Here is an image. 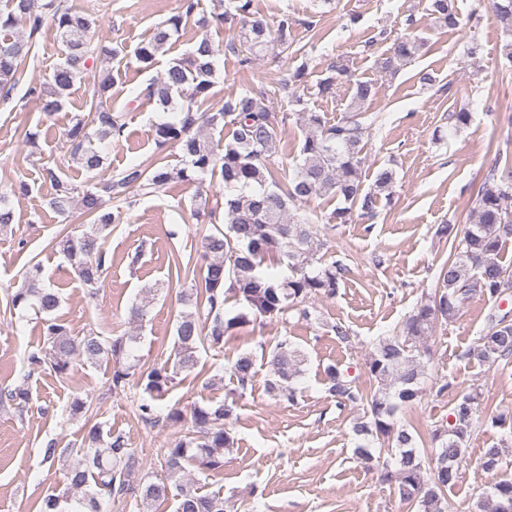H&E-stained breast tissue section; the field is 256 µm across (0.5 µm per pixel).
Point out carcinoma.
Returning a JSON list of instances; mask_svg holds the SVG:
<instances>
[{
  "instance_id": "obj_1",
  "label": "carcinoma",
  "mask_w": 512,
  "mask_h": 512,
  "mask_svg": "<svg viewBox=\"0 0 512 512\" xmlns=\"http://www.w3.org/2000/svg\"><path fill=\"white\" fill-rule=\"evenodd\" d=\"M252 2L227 0L224 13L216 17L220 24L240 26L238 42L223 45L208 35L202 37L185 59L170 66L162 78L150 82L137 95L176 113L171 121L152 124L150 132L158 149L179 148L184 167L174 169L160 162L149 169L132 165L82 191L51 167L41 172L43 182L54 189L51 205L58 213H67L77 202L82 214L90 219L89 227L81 232L55 237V247L78 279L92 290L101 281L104 232L120 223V202L127 200L129 189L135 187L148 194L175 179L195 181L208 174L219 175L224 183L226 229H218L201 241L206 264L199 280L205 287L199 289L193 284L190 292L181 296L183 302L193 297L196 307L206 308V321H201L197 312L180 313L175 323L172 361L148 367L137 375L136 386L142 390L138 410L151 425L159 421L155 402L181 374L195 369L201 350L223 345L229 332L248 323L247 314L274 319L294 311L307 321L311 312L301 303L318 295H336L346 278L347 266L340 260L321 264L317 258L322 248L317 225L290 211L289 203L317 195L338 198L341 205L330 213L328 222L347 224L353 210L372 215L381 202H390L397 183L396 170L384 167L378 170L370 187L364 186L363 153L379 122V115L369 110V104L378 88L371 80L354 77L344 60L331 65L316 85V95L321 98L335 96L340 85L351 90L350 103L333 124L323 113L309 109L307 101L294 93L288 95L290 113L277 112L267 104V93L254 89L225 98L221 108L212 111L215 62L224 51L237 54L239 65L247 68L260 52L270 51L277 57L293 47L295 20L285 14L273 29L256 15ZM44 8L52 11L65 47L64 57L54 67L48 86L32 87L29 94L40 100L44 115L52 116L62 110L64 97L89 61L101 55L114 57L117 52L85 38L96 25L92 15L63 9L56 0H48ZM193 9L194 3L189 0L185 14H191ZM491 9L504 33L512 37V0H492ZM429 10L450 29L468 24L460 17L455 0H429ZM183 15L169 17L134 50L140 68H150L156 56L165 52L181 28ZM21 21L29 27L28 37L0 41V91L6 95L18 82L19 69L32 53L33 36L41 29L43 16L35 12L34 0H0V30H10ZM423 48L420 38L405 33L377 60L378 67L394 74L416 59ZM113 84L112 73H103L88 115L74 117L66 131L73 158L88 172L103 165L99 144L109 137L121 136L125 127L122 114L103 105ZM293 113L302 120L304 131L297 173L285 182L269 158L276 152L281 130ZM220 125L231 130L230 140L214 141L203 136L204 130ZM16 193L28 194L29 184L21 180L10 191H0L1 227L15 221L10 197ZM436 235L452 241L453 256L440 266L434 288L417 302L399 330L375 343L364 372L377 383V389L365 395L350 370L337 365L324 369L328 392L336 398V404L359 402L364 409L362 420L353 427L358 437L354 454L371 462L375 459L373 444L378 442L386 448L389 457L381 463L382 480L393 484L400 502L416 506L417 512H446L445 492L461 479L469 436L481 423H501L498 417L481 416L478 395L455 394L445 422L430 434L433 452L428 461L418 447V433L397 424L395 416L421 401V340L437 325L456 320L460 304L467 297L481 295L492 303L488 329L468 349V359L491 366L512 357V319L506 313L497 315L500 300L512 294V266L500 258L505 244L512 242V155L498 157L478 189L475 223L462 230L454 224H440ZM275 259L287 260L288 276L272 278L260 271L265 261ZM228 293L234 294L247 312L225 318ZM7 305L14 310L32 308L40 317L43 341L26 357L30 370L43 368L67 378L79 364L112 362L110 390H125L132 373L121 359L138 337L120 336L109 342L93 332L80 337L71 335L58 315L61 296L45 284L40 264L28 266L23 285L7 294ZM258 348L261 354L246 350L232 362L230 372L236 386L225 394L224 400L191 407L194 432L164 449V476L140 488L139 501L144 508L173 499L175 512H232L220 493L199 494L189 481L186 467L194 465L202 471L224 468V449L233 445L228 425L237 419V398L252 384L257 358L267 360L271 367L267 393L290 403L297 399L293 380L302 373L303 354L286 339L270 350L262 342ZM72 454L80 456V460L67 469L66 490L43 497L37 512H72L68 505L73 491L83 492L77 500L81 512H101L104 500L121 498L133 491L130 479L138 461L122 433L95 423L83 435L79 447L61 452L63 456ZM507 455L503 446L487 448L482 466L496 471ZM479 507L483 512H512V478L500 479L483 491Z\"/></svg>"
}]
</instances>
